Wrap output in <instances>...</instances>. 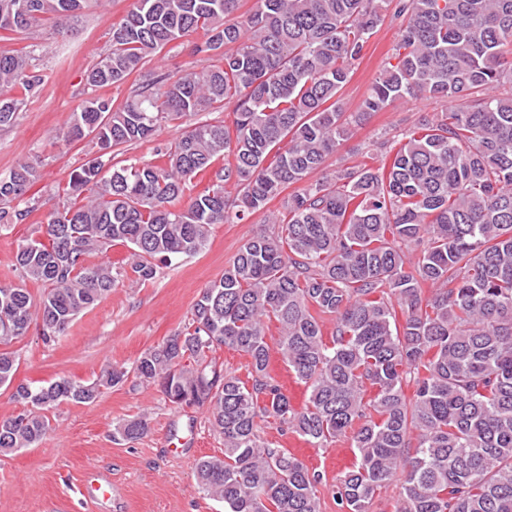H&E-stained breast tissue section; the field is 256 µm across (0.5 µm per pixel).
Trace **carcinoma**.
<instances>
[{
	"mask_svg": "<svg viewBox=\"0 0 512 512\" xmlns=\"http://www.w3.org/2000/svg\"><path fill=\"white\" fill-rule=\"evenodd\" d=\"M87 3L0 0V30L51 19L63 34ZM238 5L135 0L112 27L111 48L86 76L92 96L65 135L94 134L99 154L71 172L69 204L47 213L42 237L18 246L19 282L0 284V387L17 370L5 347L32 321L46 342L64 335L122 278L146 282L158 264L200 254L213 225L238 224L298 184L281 229L244 241L188 326L135 363L171 403L207 408L224 437L223 456L198 462V488L225 512H319L321 475L260 441L258 424L271 418L318 448L352 433L355 462L336 489L345 512H367L398 474V512H512V91L497 92L512 86V0H256L244 26L226 22ZM387 19L398 41L362 114L408 98L446 108L376 143L381 167L314 180L351 132L341 92ZM177 41L218 62L160 77L118 107L101 94ZM39 82L28 53L0 54V128ZM231 101L234 132L197 123L162 166L112 162L161 123ZM201 173L211 186L180 205ZM38 177L33 162L0 176L1 229L22 219L11 203ZM115 242L133 250L130 272L86 264ZM28 282L45 285L39 298ZM325 316L335 320L329 335ZM272 319L278 353L306 389L301 411L267 373ZM224 346L250 358L252 383L206 362ZM125 376L18 385L14 399L31 408L0 419V453L35 446L47 411L91 401ZM148 430L142 415L116 434L130 441Z\"/></svg>",
	"mask_w": 512,
	"mask_h": 512,
	"instance_id": "obj_1",
	"label": "carcinoma"
}]
</instances>
